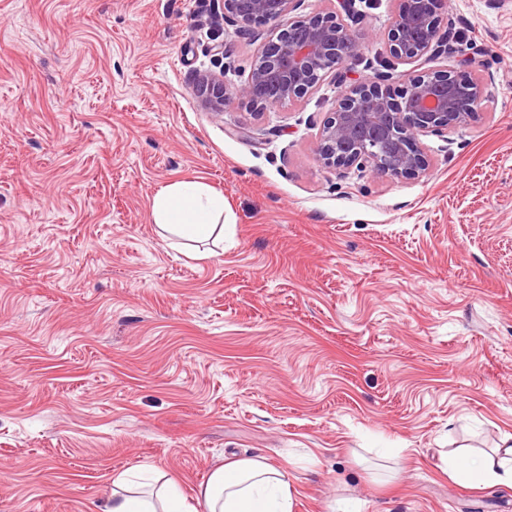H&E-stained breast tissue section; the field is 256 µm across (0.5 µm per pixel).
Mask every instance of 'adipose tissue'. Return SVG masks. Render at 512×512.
Returning a JSON list of instances; mask_svg holds the SVG:
<instances>
[{"label": "adipose tissue", "mask_w": 512, "mask_h": 512, "mask_svg": "<svg viewBox=\"0 0 512 512\" xmlns=\"http://www.w3.org/2000/svg\"><path fill=\"white\" fill-rule=\"evenodd\" d=\"M152 214L160 234L176 243L204 241L224 232V196L207 186L175 181L154 198ZM448 473L473 486L512 488V434L493 454L470 460L449 458ZM102 512H292V492L284 468L263 457L236 459L216 467L195 500L183 497L171 482L143 490L131 474H121Z\"/></svg>", "instance_id": "1"}]
</instances>
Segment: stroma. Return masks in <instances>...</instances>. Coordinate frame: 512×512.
I'll use <instances>...</instances> for the list:
<instances>
[{"instance_id":"35a3bbf8","label":"stroma","mask_w":512,"mask_h":512,"mask_svg":"<svg viewBox=\"0 0 512 512\" xmlns=\"http://www.w3.org/2000/svg\"><path fill=\"white\" fill-rule=\"evenodd\" d=\"M355 74L389 62L363 0ZM474 121L416 179L314 145L343 85L262 115L224 0H0V512H95L128 470L195 497L224 462L288 471L293 512H512L448 455L512 434V0H451ZM224 195V239L169 246V183Z\"/></svg>"}]
</instances>
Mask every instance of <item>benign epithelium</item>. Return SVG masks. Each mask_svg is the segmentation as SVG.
Masks as SVG:
<instances>
[{
    "label": "benign epithelium",
    "mask_w": 512,
    "mask_h": 512,
    "mask_svg": "<svg viewBox=\"0 0 512 512\" xmlns=\"http://www.w3.org/2000/svg\"><path fill=\"white\" fill-rule=\"evenodd\" d=\"M299 0H224V23L244 39L267 27L247 81L229 88L224 75L199 73L194 91L209 112L232 100L259 111L290 105L356 53L342 15L359 17L356 0L293 19ZM386 36L390 57L402 63L430 61L453 50L439 31L450 0H393ZM484 85L457 71L405 74L402 85L380 72L358 79L336 98L315 146L318 160L334 170L365 166L375 174L414 179L428 168L420 137L448 134L477 118Z\"/></svg>",
    "instance_id": "benign-epithelium-1"
}]
</instances>
